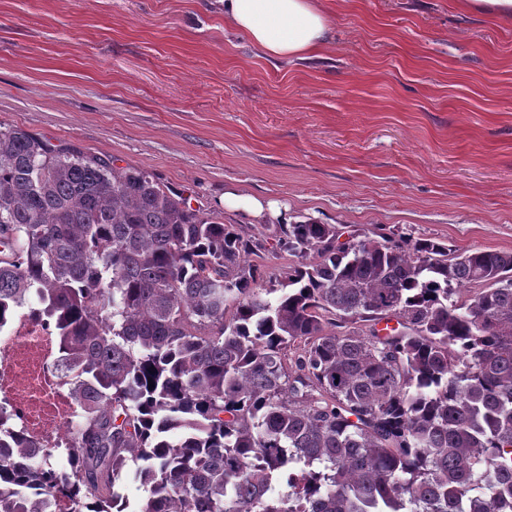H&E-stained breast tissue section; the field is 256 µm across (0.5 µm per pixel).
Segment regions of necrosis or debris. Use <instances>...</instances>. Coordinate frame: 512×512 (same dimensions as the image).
<instances>
[{
    "instance_id": "obj_1",
    "label": "necrosis or debris",
    "mask_w": 512,
    "mask_h": 512,
    "mask_svg": "<svg viewBox=\"0 0 512 512\" xmlns=\"http://www.w3.org/2000/svg\"><path fill=\"white\" fill-rule=\"evenodd\" d=\"M57 358L47 319L18 313L0 333V407L46 452L67 448L66 430L78 415L66 380L56 369Z\"/></svg>"
}]
</instances>
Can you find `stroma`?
I'll list each match as a JSON object with an SVG mask.
<instances>
[{
    "label": "stroma",
    "instance_id": "35a3bbf8",
    "mask_svg": "<svg viewBox=\"0 0 512 512\" xmlns=\"http://www.w3.org/2000/svg\"><path fill=\"white\" fill-rule=\"evenodd\" d=\"M318 2L329 44L278 60L221 0H0V125L139 167L248 233L305 216L512 251V22L464 0ZM224 205L229 208H243L254 214L255 216H262L266 210L272 211L269 205L253 197H246L233 191L225 192Z\"/></svg>",
    "mask_w": 512,
    "mask_h": 512
}]
</instances>
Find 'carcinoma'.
Listing matches in <instances>:
<instances>
[{"instance_id": "1", "label": "carcinoma", "mask_w": 512, "mask_h": 512, "mask_svg": "<svg viewBox=\"0 0 512 512\" xmlns=\"http://www.w3.org/2000/svg\"><path fill=\"white\" fill-rule=\"evenodd\" d=\"M342 235L247 236L143 169L0 128V331L36 301L83 406L61 461L0 409V512H498L512 251ZM270 237L297 262L266 278Z\"/></svg>"}]
</instances>
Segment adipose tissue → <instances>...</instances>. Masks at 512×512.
Listing matches in <instances>:
<instances>
[{
    "instance_id": "adipose-tissue-1",
    "label": "adipose tissue",
    "mask_w": 512,
    "mask_h": 512,
    "mask_svg": "<svg viewBox=\"0 0 512 512\" xmlns=\"http://www.w3.org/2000/svg\"><path fill=\"white\" fill-rule=\"evenodd\" d=\"M224 17L272 57H304L329 41V22L313 0H223Z\"/></svg>"
}]
</instances>
